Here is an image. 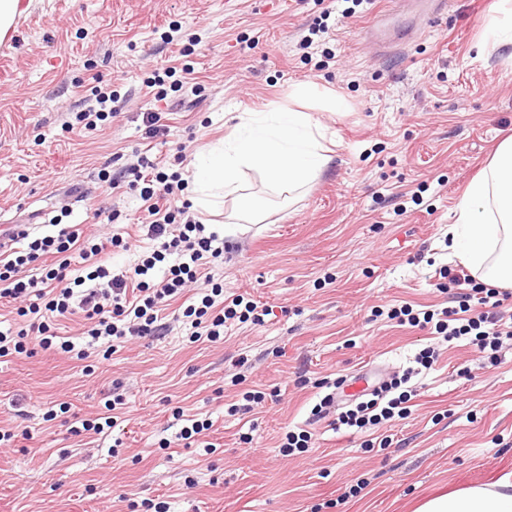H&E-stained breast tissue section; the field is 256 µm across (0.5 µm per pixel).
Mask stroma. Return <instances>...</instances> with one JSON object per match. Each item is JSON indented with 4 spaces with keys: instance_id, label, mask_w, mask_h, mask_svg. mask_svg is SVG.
I'll use <instances>...</instances> for the list:
<instances>
[{
    "instance_id": "obj_1",
    "label": "stroma",
    "mask_w": 512,
    "mask_h": 512,
    "mask_svg": "<svg viewBox=\"0 0 512 512\" xmlns=\"http://www.w3.org/2000/svg\"><path fill=\"white\" fill-rule=\"evenodd\" d=\"M388 2L363 0L346 18L343 0H34L0 42V225L30 237L62 222L93 243H130L114 247L118 263L149 257L125 171L144 154L188 174L246 112L311 114L332 157L290 202L253 170L221 214L192 207L191 191L178 196L207 230L242 226L211 273L225 295L271 308L264 324L190 342L191 287L168 307L160 339L132 337L112 354L100 341L82 361L45 355L31 335L26 353L0 357V434L12 435L0 444V512H147L160 501L170 512H414L432 494L512 476L507 346L495 364L464 341L441 349L405 419L355 433L310 414L324 395L313 380L367 370L376 382L435 345L386 313L450 305L455 291L438 288L436 269L460 262L441 241L466 185L512 136V59L480 50L498 0H449L428 28L409 8L389 19L384 53L369 30ZM174 25L200 39L188 55L164 41ZM317 25L323 33L310 35ZM168 66L188 69L190 86L160 101L147 80ZM101 82L116 113L90 131L75 118ZM150 109L167 135L146 137ZM105 169L118 178L109 190ZM254 194L267 202L258 223L247 212ZM240 355L248 368L235 369ZM116 382L127 405L115 431L75 434L104 414ZM275 388L278 402L228 414L240 390ZM178 408L213 421L215 452L175 445ZM297 428L311 448L283 455ZM378 436L392 445L364 447Z\"/></svg>"
}]
</instances>
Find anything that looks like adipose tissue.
I'll return each instance as SVG.
<instances>
[{"instance_id":"adipose-tissue-1","label":"adipose tissue","mask_w":512,"mask_h":512,"mask_svg":"<svg viewBox=\"0 0 512 512\" xmlns=\"http://www.w3.org/2000/svg\"><path fill=\"white\" fill-rule=\"evenodd\" d=\"M330 161L309 113L247 116L232 138L211 146L194 162V202L205 211H220L225 198L238 193L248 170L293 190L316 179ZM448 249L481 280L512 287V137L499 144L487 168L466 187L448 227ZM416 512H512V481L440 492Z\"/></svg>"}]
</instances>
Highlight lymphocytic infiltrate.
Returning <instances> with one entry per match:
<instances>
[{"label": "lymphocytic infiltrate", "instance_id": "1", "mask_svg": "<svg viewBox=\"0 0 512 512\" xmlns=\"http://www.w3.org/2000/svg\"><path fill=\"white\" fill-rule=\"evenodd\" d=\"M131 185L138 189L146 204L141 226L157 247L141 263L111 272L108 268L106 243L83 241L79 230L65 226L54 234L30 241L14 257H0V300L17 303L19 316L31 317L30 328L39 335L43 350L58 349L86 359L82 346L72 340H57L52 320L82 311L88 322L86 333L92 339H123L127 336L159 338L168 326L159 317L161 308L180 295L187 283L204 281L210 287L200 304L187 306L193 341H217L224 334L227 321H263V312L254 301L235 296L223 301V287L215 283L208 271L224 256V241L217 233L207 232L205 225L183 220V208L171 205V199L184 191L186 184L179 174H166L154 167L153 161L140 158L132 171ZM94 262V270L86 276L68 278L72 257ZM39 264L40 276L23 278L21 271ZM440 279L450 285H471V294L481 296L485 309L473 312L471 294L462 295L458 306L436 309H414L405 304L391 309L389 319L398 325L429 329L450 343L465 338L479 352H498L503 331L498 326V313L490 308L491 299L500 294L498 288L472 282L464 271L440 267ZM434 350L423 349L415 357L413 367L389 384L374 390L370 397L338 413L334 426L364 429L394 418H405L413 396L408 383L417 368H431Z\"/></svg>", "mask_w": 512, "mask_h": 512}]
</instances>
